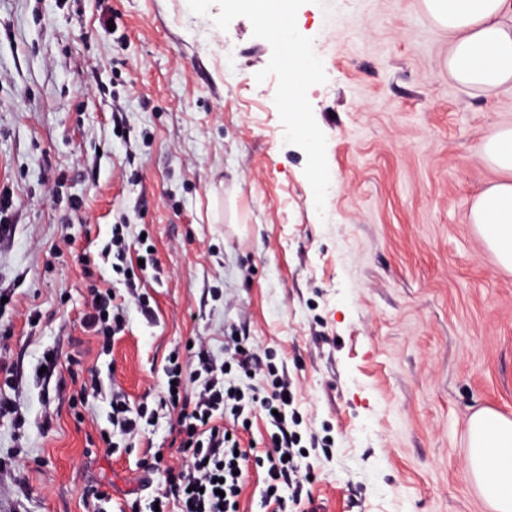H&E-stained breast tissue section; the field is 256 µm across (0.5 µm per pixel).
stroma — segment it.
I'll use <instances>...</instances> for the list:
<instances>
[{"label": "stroma", "mask_w": 512, "mask_h": 512, "mask_svg": "<svg viewBox=\"0 0 512 512\" xmlns=\"http://www.w3.org/2000/svg\"><path fill=\"white\" fill-rule=\"evenodd\" d=\"M230 2L0 0V358L23 419L0 418V512H149L164 484L143 451L177 418L158 406L169 355L200 341L269 388L241 376L230 335L293 394L294 512H493L468 422L512 417V271L471 207L503 177L481 147L512 125V88L450 78L422 0H295L315 154L281 44ZM97 288L123 304L108 344L81 323ZM116 393L156 411L135 437L112 428Z\"/></svg>", "instance_id": "35a3bbf8"}]
</instances>
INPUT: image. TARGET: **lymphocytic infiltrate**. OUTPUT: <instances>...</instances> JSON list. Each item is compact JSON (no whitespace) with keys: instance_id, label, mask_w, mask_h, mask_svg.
Returning <instances> with one entry per match:
<instances>
[{"instance_id":"obj_1","label":"lymphocytic infiltrate","mask_w":512,"mask_h":512,"mask_svg":"<svg viewBox=\"0 0 512 512\" xmlns=\"http://www.w3.org/2000/svg\"><path fill=\"white\" fill-rule=\"evenodd\" d=\"M86 325L94 333L112 337L124 327L123 308L112 291H94ZM166 391L159 403L178 413L179 449L187 457L184 465L166 464L163 449H146L152 470L162 472L168 487L167 500L159 501L160 512L176 503L179 512H238V497L248 477L249 449L224 424L223 410L241 415L245 406L264 413L284 409L291 394L281 378H273L272 391L263 397H246L240 386L225 379L223 368L213 364L208 353L192 352L188 361L170 356L165 368ZM201 381L195 400L185 391L190 381ZM272 447L266 453L268 481L263 493L265 503L274 504V512H288L280 494L281 482L291 477L293 461L289 454L295 443L286 428L271 436Z\"/></svg>"}]
</instances>
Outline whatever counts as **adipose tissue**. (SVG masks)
<instances>
[{"label": "adipose tissue", "instance_id": "obj_1", "mask_svg": "<svg viewBox=\"0 0 512 512\" xmlns=\"http://www.w3.org/2000/svg\"><path fill=\"white\" fill-rule=\"evenodd\" d=\"M425 11L448 32V73L460 85L485 92L512 84V0H422ZM253 11L284 49L285 89L296 100L314 71V56L294 35L285 0H235ZM483 157L506 173L484 190L471 222L501 267L512 271V126L500 128L483 145ZM466 465L494 512H512V418L482 408L470 418Z\"/></svg>", "mask_w": 512, "mask_h": 512}]
</instances>
